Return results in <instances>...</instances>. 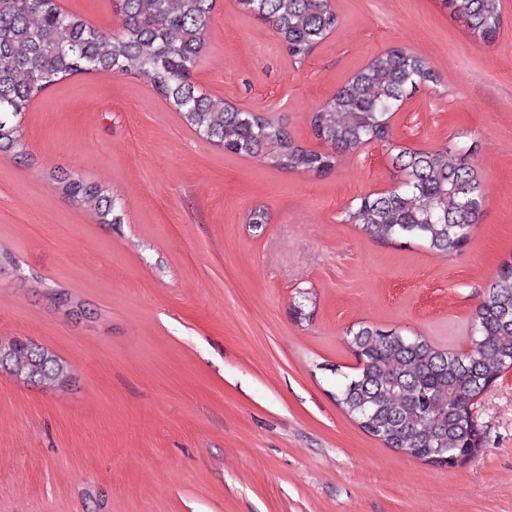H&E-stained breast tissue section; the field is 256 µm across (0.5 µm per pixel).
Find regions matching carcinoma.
<instances>
[{
  "mask_svg": "<svg viewBox=\"0 0 512 512\" xmlns=\"http://www.w3.org/2000/svg\"><path fill=\"white\" fill-rule=\"evenodd\" d=\"M244 12L270 25L288 55L302 63L339 24L331 0H238ZM480 39L493 42L503 26L501 0H443ZM123 18L114 33L64 10L58 0H0V152L24 149L21 118L29 102L62 77L91 72H144L156 92L201 137L227 153L258 156L271 167L320 175L336 166V152L371 142L390 145L389 120L408 92L439 81L424 57L391 48L356 71L310 118L314 136L330 150L293 140L259 112L224 105L192 80L203 62L214 0H112ZM472 145L435 151L402 148L405 172L387 193L365 195L346 221L379 240L412 238L451 254L471 237L484 186L470 162ZM453 158H448V154ZM64 197L94 210L104 224L121 223L122 203L104 187L59 177ZM471 348L442 351L423 337H405L373 324L349 329L359 367L345 378L336 402L369 434L414 458H453L478 451L481 437L467 408L485 386L512 369V264L472 315ZM14 343L23 379L55 387L51 363Z\"/></svg>",
  "mask_w": 512,
  "mask_h": 512,
  "instance_id": "carcinoma-1",
  "label": "carcinoma"
}]
</instances>
